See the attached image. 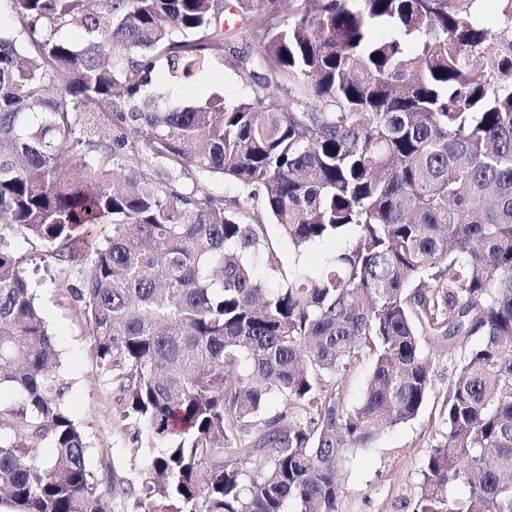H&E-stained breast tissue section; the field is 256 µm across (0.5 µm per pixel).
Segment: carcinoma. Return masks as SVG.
<instances>
[{"mask_svg":"<svg viewBox=\"0 0 512 512\" xmlns=\"http://www.w3.org/2000/svg\"><path fill=\"white\" fill-rule=\"evenodd\" d=\"M14 2L0 229L61 269L103 238L70 294L123 420L153 443L140 489L87 469L0 233V390L17 395L0 406V512H339L347 453L427 399L426 343L464 355L412 512H512V0L493 25L477 0H237L255 97L183 107L155 70L207 72L226 0ZM192 168L238 195L188 186ZM267 221L297 249L354 244L285 275ZM367 355L349 407L336 376Z\"/></svg>","mask_w":512,"mask_h":512,"instance_id":"carcinoma-1","label":"carcinoma"}]
</instances>
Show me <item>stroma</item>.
<instances>
[{
	"instance_id": "obj_1",
	"label": "stroma",
	"mask_w": 512,
	"mask_h": 512,
	"mask_svg": "<svg viewBox=\"0 0 512 512\" xmlns=\"http://www.w3.org/2000/svg\"><path fill=\"white\" fill-rule=\"evenodd\" d=\"M224 52L214 55L208 72L176 90L177 100L184 105L210 97L227 101L252 96L254 82L249 74L231 67L235 56L255 54L253 41L238 38L237 30L246 29L248 17L236 9L225 13ZM268 241L276 251L284 271L316 264L340 248L351 245V238L320 242L302 251L295 250L281 236L277 225L265 226ZM5 235L17 255L25 258L24 269L35 302L40 308L59 353V373L71 390L66 411L80 427L87 443L86 465L98 472L103 463H110L118 472L141 483V457L138 441L122 422L119 396L103 377L91 351V338L79 318L71 289L80 287L85 267L70 265L67 271L41 268L44 248L18 229L6 230ZM425 351L434 362L430 395L418 416L405 424L385 429L371 447L358 450L350 464L340 473L344 494L339 512H400L404 498L412 496L419 481V470L431 446L444 430L443 404L453 375L457 354L447 348L429 345Z\"/></svg>"
}]
</instances>
